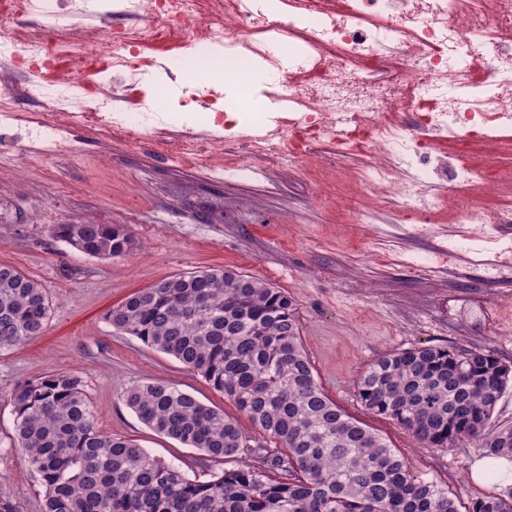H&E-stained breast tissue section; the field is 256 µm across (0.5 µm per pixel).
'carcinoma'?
<instances>
[{"label":"carcinoma","instance_id":"obj_1","mask_svg":"<svg viewBox=\"0 0 512 512\" xmlns=\"http://www.w3.org/2000/svg\"><path fill=\"white\" fill-rule=\"evenodd\" d=\"M56 239L99 258L134 248L120 224H53ZM52 302L38 281L0 265V353L40 338ZM110 326L201 374L272 448H252L224 411L166 382H136L125 405L154 432L227 468L191 479L130 440L101 432L74 372L18 383L15 442L44 489L41 512H512V491L463 505L415 475L402 455L323 390L302 345L292 299L232 270L168 277L112 308ZM512 364L491 350L422 346L391 351L359 376L368 412L417 443L475 444L512 457V425L495 423Z\"/></svg>","mask_w":512,"mask_h":512}]
</instances>
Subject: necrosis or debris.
Returning <instances> with one entry per match:
<instances>
[{"instance_id":"necrosis-or-debris-1","label":"necrosis or debris","mask_w":512,"mask_h":512,"mask_svg":"<svg viewBox=\"0 0 512 512\" xmlns=\"http://www.w3.org/2000/svg\"><path fill=\"white\" fill-rule=\"evenodd\" d=\"M131 16L151 10L165 23H185L200 12V0H122ZM77 0H15L0 10V53L12 66L31 72L27 91L46 98L51 111L66 112L71 125L94 115L102 137L123 136L138 143L147 129L145 112L116 106L111 95L78 106L89 83L84 54L73 53L54 84L39 81L65 45L64 16L80 14ZM34 22L19 35L17 19ZM157 37L154 27L96 29L95 49L130 84L146 71L140 51ZM192 46L224 49V72L237 74L246 59L266 71L276 89L274 111L292 105L294 118L282 121L265 156L288 164L301 159L308 142L329 140L337 148L369 156L357 181L363 191H382L408 216L449 210L458 224H481L494 231L512 223V205L483 208L479 173L470 165L471 143L495 145L512 132V0H288L272 11L267 0H228L224 19L196 27ZM402 60L399 78L378 81L374 71L389 54ZM23 125L27 142L16 145L29 156L28 141L68 148L65 128L38 112L17 111L0 98V119ZM453 138L456 150L439 156L438 142ZM445 175L448 191L426 193L425 185Z\"/></svg>"}]
</instances>
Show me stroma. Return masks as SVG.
I'll list each match as a JSON object with an SVG mask.
<instances>
[{
	"label": "stroma",
	"instance_id": "stroma-1",
	"mask_svg": "<svg viewBox=\"0 0 512 512\" xmlns=\"http://www.w3.org/2000/svg\"><path fill=\"white\" fill-rule=\"evenodd\" d=\"M158 28L144 48L145 84L114 77L104 58L89 69L103 92L124 109L149 104L154 117L140 145L101 139L87 125L72 147L44 163L11 150L10 127L0 128V264H10L46 289L54 307L43 337L0 356V512H41L43 488L13 446L11 393L18 382L74 371L98 428L125 437L174 463L190 478L208 479L221 462L159 435L125 406L124 390L163 380L203 403L238 417L234 404L196 371L113 330L107 312L160 280L207 269H229L264 280L298 308L303 347L324 392L350 415L385 436L411 471L446 486L461 501L491 491L498 479H474L477 448L446 451L414 444L392 420L366 412L355 397L362 371L385 353L434 345L490 348L512 362V277H500L468 256L446 261L448 248L482 234L477 224L433 217L411 224L381 192L362 201L367 221L349 207L355 173L367 159L331 144L284 165L251 152L247 135L269 131L240 121L238 103L217 100L210 111L183 109L182 89L159 97L170 75L160 62L181 55L187 32L168 30L150 13L131 18L120 0H96L67 32L74 50L88 53L84 34L101 20ZM207 142L213 162L191 167L175 156L187 137ZM254 166L240 174V156ZM54 224H123L134 241L124 257L99 259L50 238Z\"/></svg>",
	"mask_w": 512,
	"mask_h": 512
}]
</instances>
